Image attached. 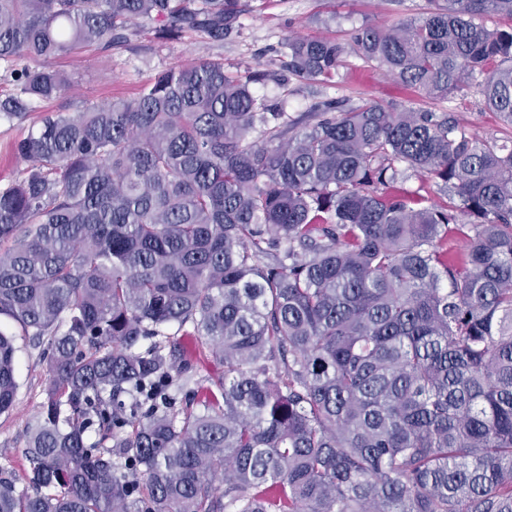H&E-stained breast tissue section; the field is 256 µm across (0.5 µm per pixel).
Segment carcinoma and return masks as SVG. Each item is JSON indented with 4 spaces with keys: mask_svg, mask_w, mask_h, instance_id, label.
I'll return each instance as SVG.
<instances>
[{
    "mask_svg": "<svg viewBox=\"0 0 512 512\" xmlns=\"http://www.w3.org/2000/svg\"><path fill=\"white\" fill-rule=\"evenodd\" d=\"M428 3L346 45L290 35L283 68L328 82L351 53L512 128V27L484 24L512 0ZM245 7L0 0V120L38 113L0 187V316L50 350L0 512H512V140L375 101L288 122L221 59L40 111L73 86L54 59L143 21L222 44ZM408 170L424 193L395 189ZM17 389L0 330V414ZM181 343L188 352V358L193 365V371L199 373V376H207L209 372L215 370L212 358L207 352H202L196 347V340L193 336H181Z\"/></svg>",
    "mask_w": 512,
    "mask_h": 512,
    "instance_id": "carcinoma-1",
    "label": "carcinoma"
}]
</instances>
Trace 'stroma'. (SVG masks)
<instances>
[{
    "mask_svg": "<svg viewBox=\"0 0 512 512\" xmlns=\"http://www.w3.org/2000/svg\"><path fill=\"white\" fill-rule=\"evenodd\" d=\"M426 0H248L241 28L223 45L209 43L202 35L189 34L182 40L160 43L150 26L140 27L128 45L104 52L90 47L55 60L54 65L69 74L76 84L74 95L49 102V109L77 111L84 103L105 104L116 96L132 95L142 80L168 68L197 59L220 58L230 72L262 65L268 73L256 85V96L266 104L281 106L289 119L328 98L357 106L367 100L420 110L433 109L432 101L404 89L382 68L364 63L348 54L333 82L300 80L284 71L278 49L291 34L318 35L349 42L353 32L366 25L393 24L416 16ZM444 112L471 134L504 133L496 113L485 111L479 95L472 90L454 94ZM0 326L12 328L16 352L17 391L13 410L0 414V467H21L26 433L39 412L46 382L44 345L12 327L9 319Z\"/></svg>",
    "mask_w": 512,
    "mask_h": 512,
    "instance_id": "1",
    "label": "stroma"
}]
</instances>
